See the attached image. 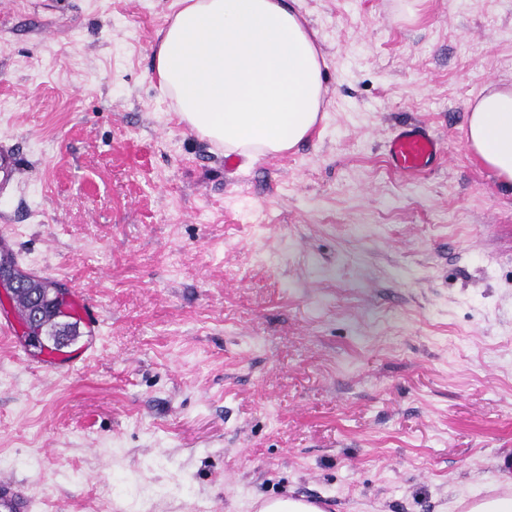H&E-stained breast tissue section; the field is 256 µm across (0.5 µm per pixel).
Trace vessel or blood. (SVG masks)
<instances>
[{
	"instance_id": "vessel-or-blood-1",
	"label": "vessel or blood",
	"mask_w": 512,
	"mask_h": 512,
	"mask_svg": "<svg viewBox=\"0 0 512 512\" xmlns=\"http://www.w3.org/2000/svg\"><path fill=\"white\" fill-rule=\"evenodd\" d=\"M444 148L433 131L422 124L401 125L387 145L390 166L402 178L421 177L438 164Z\"/></svg>"
}]
</instances>
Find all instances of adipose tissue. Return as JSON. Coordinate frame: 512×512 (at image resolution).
Returning a JSON list of instances; mask_svg holds the SVG:
<instances>
[{"label":"adipose tissue","instance_id":"adipose-tissue-1","mask_svg":"<svg viewBox=\"0 0 512 512\" xmlns=\"http://www.w3.org/2000/svg\"><path fill=\"white\" fill-rule=\"evenodd\" d=\"M158 34L155 76L179 120L226 152L293 149L321 119L323 57L288 0H182ZM473 153L512 184V88L470 108Z\"/></svg>","mask_w":512,"mask_h":512}]
</instances>
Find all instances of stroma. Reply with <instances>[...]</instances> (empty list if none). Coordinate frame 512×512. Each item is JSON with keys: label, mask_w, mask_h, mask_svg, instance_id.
I'll return each instance as SVG.
<instances>
[{"label": "stroma", "mask_w": 512, "mask_h": 512, "mask_svg": "<svg viewBox=\"0 0 512 512\" xmlns=\"http://www.w3.org/2000/svg\"><path fill=\"white\" fill-rule=\"evenodd\" d=\"M323 118L243 156L154 78L178 0H0V254L83 292L93 355L0 337V479L30 512H461L512 494V187L467 141L512 0H296ZM404 122L440 138L416 181ZM443 152L444 148L438 137L428 126L422 124L401 125L387 145L390 166L408 180L434 170Z\"/></svg>", "instance_id": "stroma-1"}]
</instances>
